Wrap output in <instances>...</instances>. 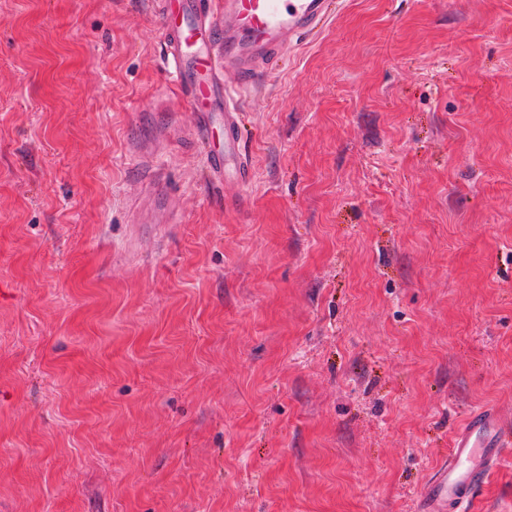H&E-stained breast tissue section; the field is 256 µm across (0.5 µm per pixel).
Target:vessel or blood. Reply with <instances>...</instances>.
Masks as SVG:
<instances>
[{"instance_id":"vessel-or-blood-1","label":"vessel or blood","mask_w":512,"mask_h":512,"mask_svg":"<svg viewBox=\"0 0 512 512\" xmlns=\"http://www.w3.org/2000/svg\"><path fill=\"white\" fill-rule=\"evenodd\" d=\"M163 63L194 113L193 134L210 184L253 177L239 150L238 88L269 73L277 60L321 30L328 0H154ZM512 462V433L494 409L470 413L448 461L426 481L422 512H459L494 471Z\"/></svg>"}]
</instances>
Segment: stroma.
<instances>
[{
	"instance_id": "1",
	"label": "stroma",
	"mask_w": 512,
	"mask_h": 512,
	"mask_svg": "<svg viewBox=\"0 0 512 512\" xmlns=\"http://www.w3.org/2000/svg\"><path fill=\"white\" fill-rule=\"evenodd\" d=\"M333 12L214 189L151 0H0V512H417L512 424V0ZM512 436L492 408L472 411L457 431L448 456L426 481L422 512H459L474 490L494 471L510 463Z\"/></svg>"
}]
</instances>
